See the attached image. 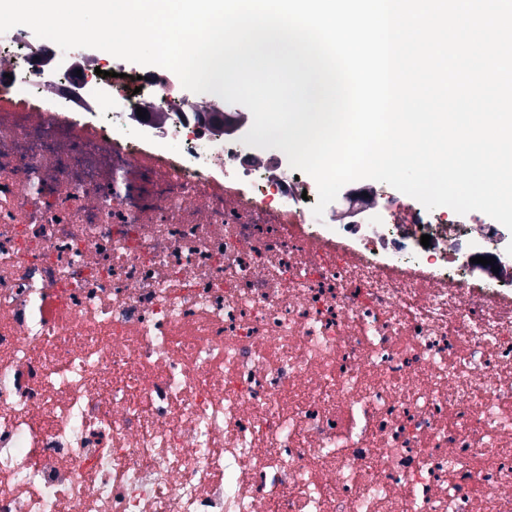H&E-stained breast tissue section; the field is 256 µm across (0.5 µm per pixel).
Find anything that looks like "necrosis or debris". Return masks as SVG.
<instances>
[{
	"instance_id": "1",
	"label": "necrosis or debris",
	"mask_w": 512,
	"mask_h": 512,
	"mask_svg": "<svg viewBox=\"0 0 512 512\" xmlns=\"http://www.w3.org/2000/svg\"><path fill=\"white\" fill-rule=\"evenodd\" d=\"M4 48L0 512H512V264L390 200L311 223L172 79L67 123L95 82ZM143 94L180 153L113 132Z\"/></svg>"
}]
</instances>
